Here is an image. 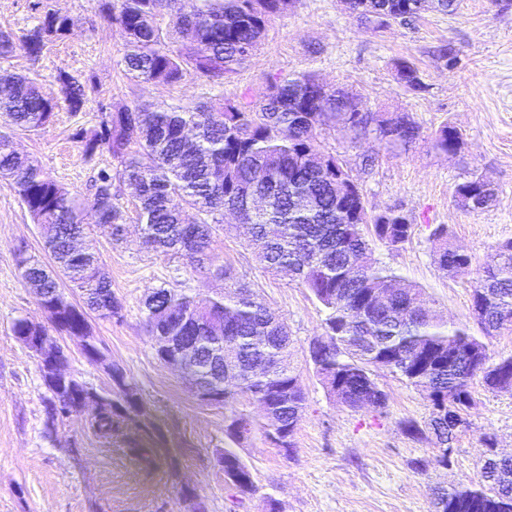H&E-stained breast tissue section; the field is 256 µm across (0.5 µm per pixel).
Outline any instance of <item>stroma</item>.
Listing matches in <instances>:
<instances>
[{
    "label": "stroma",
    "mask_w": 512,
    "mask_h": 512,
    "mask_svg": "<svg viewBox=\"0 0 512 512\" xmlns=\"http://www.w3.org/2000/svg\"><path fill=\"white\" fill-rule=\"evenodd\" d=\"M36 4L69 15L72 32L47 43L39 57L17 53L12 69L36 78L49 96L56 94L62 70L92 80L96 88L81 113L57 109L47 130L17 129L13 136L20 151L85 204L93 202L91 176L117 166L106 151L85 158L72 138L77 126L94 124L99 109L134 103L191 108L219 95L259 94L277 76L312 73L357 93L365 110L401 113L419 126V139L404 150L388 148L373 132L352 143L329 130L322 141L357 176L369 208L398 207L412 226L400 248L374 243L375 257L423 289L444 319L471 322L472 283L438 268L432 233L447 225L452 242L480 266L494 263V245L512 238V6L457 0L453 11L429 9L402 25L360 19L346 0H293L288 11L269 21L256 53L214 90L192 72L176 84L130 79L121 65L124 35L103 17L98 0H0V28L23 34ZM443 44L455 51L452 63L437 56ZM401 61L416 68L418 88L398 78ZM446 124L462 133L453 155L433 146L435 132ZM474 174L487 176L496 189L490 206L478 211L454 201L457 184ZM120 196L128 216L123 241L113 243L97 229L88 243L112 282L123 317L94 314L90 324L105 357L123 369L140 396L146 432L133 442L99 438L82 416L48 424V393L36 356L12 331L22 317L45 321L21 278L15 248L25 245L40 259L46 253L41 229L14 184L0 178V512H182L186 485L207 512H267L271 498L283 512H434V488L478 481L485 438L512 453V393L491 391L478 380L471 388L475 404L468 424L450 443L444 465L434 461L440 445L432 433L414 437L402 428L406 421L425 427L431 406L400 376L376 373L389 395L385 410L337 403L308 363L309 342L321 335L326 316L308 288L265 271L246 236L230 223L216 226L210 261L186 271L182 259L143 247L131 192L122 189ZM220 265L229 269L230 279L213 276ZM231 281L247 286L288 326L289 360L306 396L292 455L259 431L241 442L230 438L229 409L199 400L157 358L145 325L141 302L151 289L212 296ZM58 342L69 354L68 373L111 392L102 367L76 341L62 335ZM227 448L255 473L254 496L239 498L225 483L217 456Z\"/></svg>",
    "instance_id": "1"
}]
</instances>
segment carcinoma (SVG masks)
Wrapping results in <instances>:
<instances>
[{
	"label": "carcinoma",
	"instance_id": "cac0c4a2",
	"mask_svg": "<svg viewBox=\"0 0 512 512\" xmlns=\"http://www.w3.org/2000/svg\"><path fill=\"white\" fill-rule=\"evenodd\" d=\"M292 0H197L186 11L181 0H106L108 19L124 32L121 59L124 70L143 82L174 84L193 71L211 86L223 84L258 50L271 17L285 12ZM431 0H351L360 18H385L402 24L420 16ZM169 15L183 41L175 47L158 24ZM71 19L46 11L32 17L21 36L0 29V63L17 52L38 57L45 44L70 34ZM59 72L57 96H44L35 79L0 67V112L21 130L42 131L55 109L79 112L90 86ZM360 98L321 82L312 74L276 77L255 107L244 94L237 100L216 99L193 109L179 105L151 108L134 104L115 112L101 110L90 131L81 127L73 138L83 143L84 155L107 150L119 167L102 169L91 184L97 210L86 212L80 197L54 181L37 161L19 153L12 137L0 134V177L13 181L21 201L40 225L44 247L56 270H47L38 259L17 248V264L24 280L42 282L39 303L60 298L59 277L67 279L83 297V309L44 328L58 334L88 322L95 313L102 318H122L123 306L112 294V282L100 273V257L86 251L71 252L75 234H86L94 224L112 240L121 239L126 211L115 183L134 179L140 190L134 196L137 223L143 228L146 247L156 253L185 260L195 269L208 257L215 225L224 223V211L245 215L252 226L251 242L264 269L289 273L301 281L327 310L323 334L328 341L310 362L321 383L338 403L350 409H384L388 395L377 384L374 372L398 374L431 403L429 429L448 444L456 431L468 424L464 415L473 405L471 381L478 378L496 392H512V354L491 358L486 344L463 324L443 320L424 306L422 289L407 283L373 255L365 229L386 246L403 245L412 225L396 206L379 212L368 210L354 176L336 155L322 149L320 136L338 130L354 141L369 130ZM376 133L387 144L405 147L420 137V128L407 117L381 113L373 116ZM193 129L196 144L187 146L184 133ZM461 135L446 125L433 138L434 147L448 153L460 148ZM319 153L323 164L311 163ZM262 170L267 181L253 184ZM269 203L266 212L249 211L253 193ZM494 196L490 181L472 176L459 183L456 204L482 210ZM435 262L454 277L473 280L471 308L481 332L490 336L512 326V239L495 245L496 265L480 268L471 254L459 249L440 225L434 231ZM180 309L191 316L163 324L169 336H188L198 343L200 370L214 377L210 336L216 323L224 322V346L241 364L273 366L264 379L244 378L223 403L259 401L274 408L280 429L288 433L286 453L294 448V433L306 397L299 374L288 363L290 336L277 318L254 295L240 289L218 297L202 298L173 288L159 287L142 301L146 325L154 329L157 312ZM47 425L71 414L57 391L47 386ZM137 391L125 374L112 376V405L90 414V426L100 438L122 436L134 426L127 415L139 403ZM251 417L239 411L225 432L240 439L236 429ZM484 463L476 485H459L437 495L440 512H512V462L485 442ZM227 475L238 478L243 496L259 491L251 469L234 453L220 459Z\"/></svg>",
	"mask_w": 512,
	"mask_h": 512
}]
</instances>
